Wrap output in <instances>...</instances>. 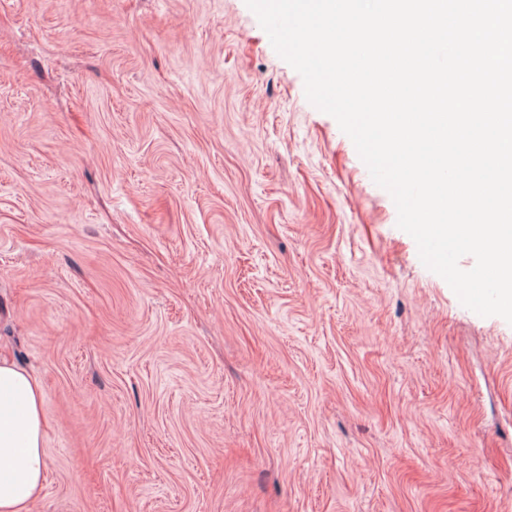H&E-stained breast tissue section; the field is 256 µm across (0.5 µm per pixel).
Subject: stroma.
<instances>
[{"instance_id":"stroma-1","label":"stroma","mask_w":512,"mask_h":512,"mask_svg":"<svg viewBox=\"0 0 512 512\" xmlns=\"http://www.w3.org/2000/svg\"><path fill=\"white\" fill-rule=\"evenodd\" d=\"M396 222L245 0H0L30 512H512V324Z\"/></svg>"}]
</instances>
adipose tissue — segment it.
Segmentation results:
<instances>
[{"mask_svg": "<svg viewBox=\"0 0 512 512\" xmlns=\"http://www.w3.org/2000/svg\"><path fill=\"white\" fill-rule=\"evenodd\" d=\"M44 394L14 363L0 362V512H29L45 477Z\"/></svg>", "mask_w": 512, "mask_h": 512, "instance_id": "adipose-tissue-1", "label": "adipose tissue"}]
</instances>
